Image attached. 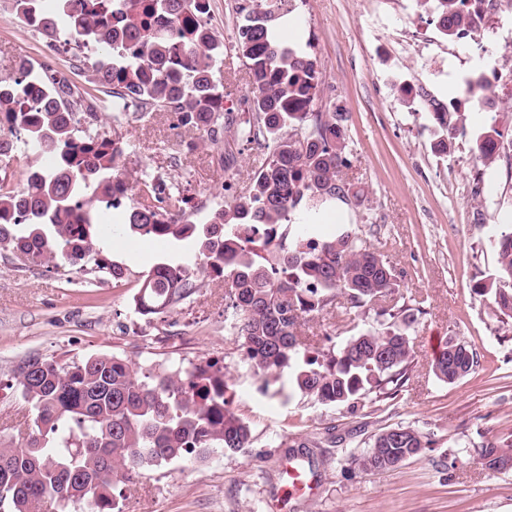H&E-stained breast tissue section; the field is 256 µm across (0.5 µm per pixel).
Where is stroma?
I'll list each match as a JSON object with an SVG mask.
<instances>
[{
  "label": "stroma",
  "mask_w": 512,
  "mask_h": 512,
  "mask_svg": "<svg viewBox=\"0 0 512 512\" xmlns=\"http://www.w3.org/2000/svg\"><path fill=\"white\" fill-rule=\"evenodd\" d=\"M252 0H209L211 27L235 71L221 82L231 90L225 110L241 116L249 93L242 61L234 57L237 28ZM495 28L477 42L458 45L444 36L417 0H293L288 42H310L321 93L318 112L345 113L349 177L366 199L349 208L368 244L382 248L400 282L399 301L421 307L409 332L413 362L396 395L373 393L356 408L326 405L284 387L262 394L261 380L224 331V285L196 272V294L174 308L169 327L136 314L133 297L153 264L181 260L189 242L119 237L101 230L99 245L123 268L120 287L84 288L57 269L17 265L0 245V430L26 429L25 409L6 382L16 361L114 353L137 364L191 366L223 361L233 384L234 411L249 425L251 441L205 463L180 460L127 486L125 512H512V471L483 466L478 448L512 440V323L501 321L477 287L494 272L491 241L512 215V163L498 162V178L483 194L472 188L481 168L476 139L489 126L512 128V84L499 83L487 104L465 105L447 152L434 150L440 132L421 103L407 101L409 86H424L441 102L460 94L471 75L512 70V6L494 0ZM40 34L17 16L13 0H0V74L19 57L74 81L88 72L67 54L40 51ZM92 133L129 144L132 167L165 173L182 183L194 204L222 203L225 185L241 194L266 157L249 146L232 169L217 158L222 145L180 126L173 113L103 116ZM345 299L328 313L307 318L303 336L343 342L353 335ZM442 336L472 348L479 364L455 383L439 381L428 346ZM404 425L432 440L431 450L401 466L370 472L355 463L375 434ZM308 442L314 454L312 490L289 495L284 475L287 439Z\"/></svg>",
  "instance_id": "35a3bbf8"
}]
</instances>
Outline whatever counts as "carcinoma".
<instances>
[{
    "label": "carcinoma",
    "instance_id": "cac0c4a2",
    "mask_svg": "<svg viewBox=\"0 0 512 512\" xmlns=\"http://www.w3.org/2000/svg\"><path fill=\"white\" fill-rule=\"evenodd\" d=\"M15 11L47 36L63 32L67 46L85 54L97 92L65 75L25 65L0 75V157L14 141L50 154L49 168L30 167L25 191L0 187V245L23 264L70 267L91 287L122 271L97 248L106 214L125 230L164 240H191L194 264L224 282V325L263 389L287 376L295 389L325 404L354 406L370 393L391 396L411 365L408 330L420 308L394 302L374 322L339 346L314 347L298 333L301 320L346 298L345 313L359 316L400 284L385 254L365 244L354 225L319 230L322 214L360 204L364 193L342 171L346 117L315 112L319 72L310 43H282L277 21L290 13L286 0H253L238 28L236 49L251 84V113L240 119L224 111V86L216 71L224 46L201 20L208 0H13ZM467 0H418L438 28L454 39L469 28ZM166 17L173 37L152 27ZM485 79L464 80L462 99L443 104L422 87L404 95L425 104L443 132L460 101L480 104ZM175 112L182 126L215 142L234 130V142L269 149L249 189L233 197L232 212L216 209L198 221L186 190L161 175L140 178L128 194L127 144L93 135L102 114L130 110ZM505 151L504 132L492 124L477 139L483 170L477 183L495 178ZM494 277L477 288L492 296L504 319H512V231L495 242ZM195 291L191 264H154L142 276L134 310L159 323ZM477 354L453 339L433 371L452 384L470 374ZM14 379L28 406L31 431L25 442L0 436V512H122L120 500L133 477L166 463L205 461L217 452L247 447L249 425L231 408L224 364L188 369L170 364L138 366L116 354L98 353L63 362L28 355ZM410 426L386 427L360 456L362 467L397 468L430 447ZM485 467L512 461V444L480 449Z\"/></svg>",
    "mask_w": 512,
    "mask_h": 512
}]
</instances>
